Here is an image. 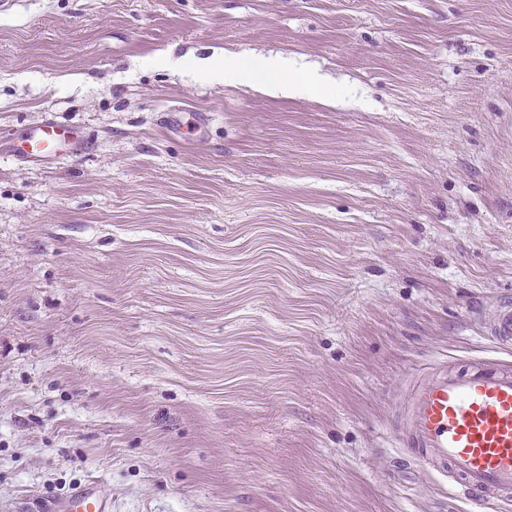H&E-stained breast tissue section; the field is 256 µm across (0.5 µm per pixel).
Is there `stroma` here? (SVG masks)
Instances as JSON below:
<instances>
[{"mask_svg": "<svg viewBox=\"0 0 512 512\" xmlns=\"http://www.w3.org/2000/svg\"><path fill=\"white\" fill-rule=\"evenodd\" d=\"M187 54L334 98L154 65ZM45 112L95 149L0 155V512H512L393 430L414 370L512 365V0H15L0 132ZM173 66L186 67L193 71L195 76L214 78L221 74L233 73L237 80L255 89L273 91L284 95L296 93L306 86L297 80L296 69L278 57L255 58L252 62L242 63L229 56L213 57L205 64L196 66L182 59L168 60ZM487 334L495 344L502 346L512 345V297L506 295L500 300L497 313L490 323ZM41 512H112V499L100 480H89L41 506Z\"/></svg>", "mask_w": 512, "mask_h": 512, "instance_id": "obj_1", "label": "stroma"}]
</instances>
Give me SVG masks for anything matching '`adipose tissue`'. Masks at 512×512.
<instances>
[{
    "mask_svg": "<svg viewBox=\"0 0 512 512\" xmlns=\"http://www.w3.org/2000/svg\"><path fill=\"white\" fill-rule=\"evenodd\" d=\"M193 73L203 78L231 73L244 85L284 95L296 93L303 87L296 78L294 65L278 57H261L248 63L229 56L215 57L194 67Z\"/></svg>",
    "mask_w": 512,
    "mask_h": 512,
    "instance_id": "ef3b65f1",
    "label": "adipose tissue"
}]
</instances>
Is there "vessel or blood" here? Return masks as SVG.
Listing matches in <instances>:
<instances>
[{
  "label": "vessel or blood",
  "mask_w": 512,
  "mask_h": 512,
  "mask_svg": "<svg viewBox=\"0 0 512 512\" xmlns=\"http://www.w3.org/2000/svg\"><path fill=\"white\" fill-rule=\"evenodd\" d=\"M93 148L80 126L41 116L5 140L0 154L41 164L79 158ZM490 341L512 345V299L502 298L488 328ZM406 402L396 436L419 465L450 475L488 502L512 496V367L476 362L460 371L434 362L403 381ZM43 512H112L100 480L87 481L42 506Z\"/></svg>",
  "instance_id": "vessel-or-blood-1"
}]
</instances>
